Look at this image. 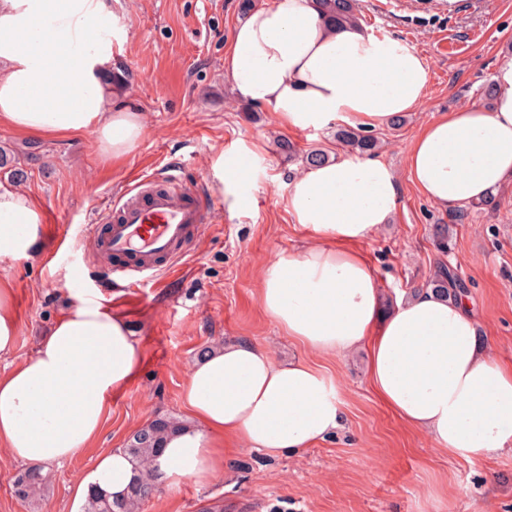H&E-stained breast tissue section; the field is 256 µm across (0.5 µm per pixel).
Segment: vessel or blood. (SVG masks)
I'll return each instance as SVG.
<instances>
[{"mask_svg": "<svg viewBox=\"0 0 512 512\" xmlns=\"http://www.w3.org/2000/svg\"><path fill=\"white\" fill-rule=\"evenodd\" d=\"M213 210L205 195L167 170L140 180L95 211L88 239L111 260L108 281L135 288L183 259L211 224Z\"/></svg>", "mask_w": 512, "mask_h": 512, "instance_id": "b4317fda", "label": "vessel or blood"}]
</instances>
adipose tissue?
<instances>
[{
  "instance_id": "adipose-tissue-1",
  "label": "adipose tissue",
  "mask_w": 512,
  "mask_h": 512,
  "mask_svg": "<svg viewBox=\"0 0 512 512\" xmlns=\"http://www.w3.org/2000/svg\"><path fill=\"white\" fill-rule=\"evenodd\" d=\"M106 0H0V124L28 136L93 133L120 161L141 141V113L121 103L114 43L102 35ZM224 71L239 99L289 128L337 122L373 127L418 108L430 82L414 46L362 26L332 25L319 0H272L236 26ZM490 109L463 107L425 123L405 154L410 181L454 208L512 182V62L494 76ZM399 204L395 169L376 159L309 166L288 185V211L311 235L261 270L264 313L309 353H368L366 383L436 450L481 462L512 448V366L490 352L464 296L426 288L382 314L378 277L361 246ZM46 222L40 204L0 183V260L29 258ZM143 350L123 314L87 299L41 336L35 354L0 374V446L24 465L74 459L98 438L112 396L139 374ZM193 419L164 443L159 483L174 490L223 472L236 442L291 455L343 425L337 384L308 360H278L264 345L228 342L191 366ZM145 470L122 450L99 454L75 495L126 496Z\"/></svg>"
}]
</instances>
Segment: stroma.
Masks as SVG:
<instances>
[{
  "label": "stroma",
  "instance_id": "stroma-1",
  "mask_svg": "<svg viewBox=\"0 0 512 512\" xmlns=\"http://www.w3.org/2000/svg\"><path fill=\"white\" fill-rule=\"evenodd\" d=\"M359 0L360 23L379 36L406 40L427 63L426 98L405 122L376 126L384 146L377 157L399 173V206L366 244L384 312L427 287L437 266L455 273L472 303L496 359L512 363V183L492 205L441 209L405 176L404 158L423 124L445 112L491 108L486 95L498 68L512 61V0ZM127 31L115 64L126 83L122 103L142 114L145 134L119 164L102 158L93 134L28 138L0 125L9 163L0 183H15L46 215L43 244L33 256L0 261V281L15 294L20 332L0 372L33 356L49 327L82 299L122 313L139 340L143 370L112 397L93 446L45 467L40 495L17 498L11 481L20 465L0 447V512H76L77 481L98 453L125 447L160 416L190 424L183 401L189 369L205 346L227 339L269 346L284 360L306 357L263 312L262 267L279 252L309 239L288 212L287 185L305 167L308 151L341 159L348 151L334 127L300 131L279 125L273 112L247 106L224 75V52L248 15L243 0H111ZM458 53L444 50L448 41ZM294 146L283 153L280 141ZM246 153L255 172L247 208L214 197L213 226L190 255L141 287L106 288L100 271L84 264L91 215L142 176L170 168L210 189L219 153ZM59 245L58 253L46 247ZM338 384L345 425L299 454L272 457L238 450L225 473L200 485L156 491L139 512H512V452L468 462L432 448L371 393L367 354L311 357Z\"/></svg>",
  "mask_w": 512,
  "mask_h": 512
}]
</instances>
